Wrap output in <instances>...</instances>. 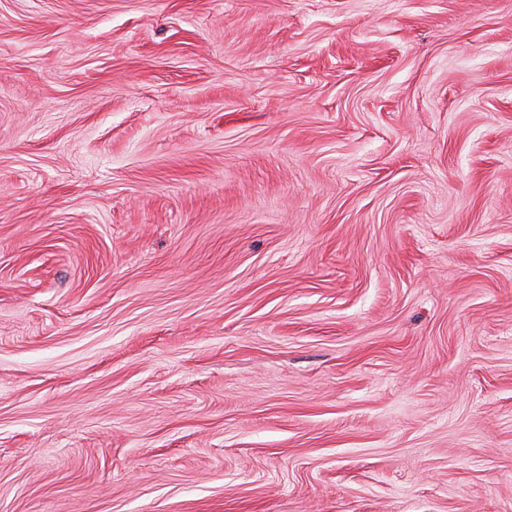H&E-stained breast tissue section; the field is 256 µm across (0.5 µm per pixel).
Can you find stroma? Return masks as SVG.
I'll list each match as a JSON object with an SVG mask.
<instances>
[{
	"label": "stroma",
	"instance_id": "obj_1",
	"mask_svg": "<svg viewBox=\"0 0 512 512\" xmlns=\"http://www.w3.org/2000/svg\"><path fill=\"white\" fill-rule=\"evenodd\" d=\"M0 512H512V0H0Z\"/></svg>",
	"mask_w": 512,
	"mask_h": 512
}]
</instances>
